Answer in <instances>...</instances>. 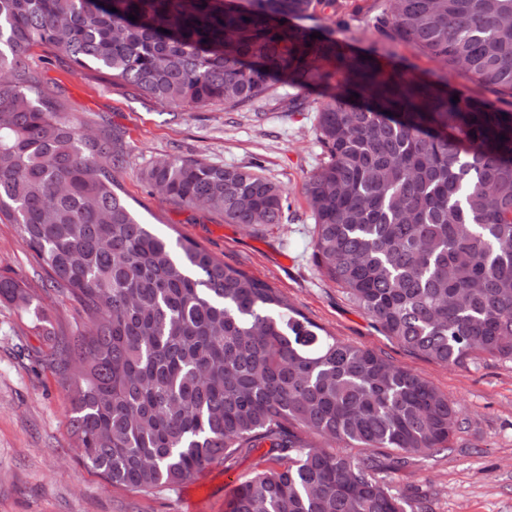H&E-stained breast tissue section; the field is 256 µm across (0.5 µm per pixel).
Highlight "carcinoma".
Returning <instances> with one entry per match:
<instances>
[{
	"label": "carcinoma",
	"instance_id": "1",
	"mask_svg": "<svg viewBox=\"0 0 512 512\" xmlns=\"http://www.w3.org/2000/svg\"><path fill=\"white\" fill-rule=\"evenodd\" d=\"M331 2L0 0V215L90 323L47 363L72 394L84 462L114 486L171 488L263 448L273 465L225 512H430L379 474L448 449L459 415L419 374L329 334L195 241L140 223L118 193L119 134L87 135L60 111L30 72L35 46L183 112L297 108L282 83L330 88L305 184L318 269L415 355L457 368L512 360V0H383L374 17L383 36L465 72L494 102L307 25ZM145 179L228 224H280L288 209L250 166L173 157ZM0 301L39 312L3 274Z\"/></svg>",
	"mask_w": 512,
	"mask_h": 512
}]
</instances>
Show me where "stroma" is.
<instances>
[{
  "label": "stroma",
  "instance_id": "35a3bbf8",
  "mask_svg": "<svg viewBox=\"0 0 512 512\" xmlns=\"http://www.w3.org/2000/svg\"><path fill=\"white\" fill-rule=\"evenodd\" d=\"M377 10L378 0H333L317 7L315 22L335 29L354 51L373 52L384 65L405 59L426 80L442 77L466 96L485 97L463 74L380 37L373 26ZM30 69L77 123L119 133L125 158L121 193L142 223L163 236L199 243L276 288L327 332L420 374L456 403L462 425L449 450L416 458L388 477L394 493L421 498L432 512H512V360L454 368L413 355L384 336L317 268L304 186L322 158L315 133L322 90L288 87V95L304 101L293 112L264 101L233 112L220 106L181 112L112 86L94 72L75 73L60 50L34 48ZM168 156L258 167L288 198L283 222L245 228L225 223L215 211L152 194L144 173ZM1 273L34 289L45 314L38 319L0 302V512H224L234 488L264 468L254 454L229 467H207L158 492L112 486L83 462L70 433L68 391L46 364L56 339L87 331L81 306L46 287L32 252L6 220H0Z\"/></svg>",
  "mask_w": 512,
  "mask_h": 512
}]
</instances>
